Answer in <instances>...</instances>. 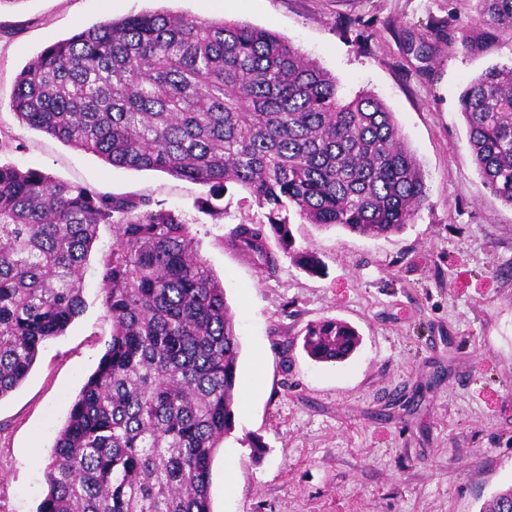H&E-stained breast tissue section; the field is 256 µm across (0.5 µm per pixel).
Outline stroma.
I'll return each mask as SVG.
<instances>
[{"label":"stroma","mask_w":512,"mask_h":512,"mask_svg":"<svg viewBox=\"0 0 512 512\" xmlns=\"http://www.w3.org/2000/svg\"><path fill=\"white\" fill-rule=\"evenodd\" d=\"M164 11L224 19L288 38L335 76L344 96L377 95L419 160L430 204L399 233L368 238L289 214L296 248L261 272L228 248L267 209L227 184L211 216L206 186L112 166L21 124L9 109L20 70L47 45L106 19ZM472 0H7L0 5V161L119 195H147L187 220L224 286L239 372L264 359L260 389L238 400L212 469V512H479L512 486V207L486 188L467 150L459 97L512 42L467 54L441 35L429 59L407 50ZM100 226L84 267L82 313L40 349L0 398V512H37L59 431L105 351ZM338 319L361 337L340 363L304 351L307 324ZM266 445L253 458L245 436Z\"/></svg>","instance_id":"1"}]
</instances>
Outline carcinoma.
Wrapping results in <instances>:
<instances>
[{"mask_svg": "<svg viewBox=\"0 0 512 512\" xmlns=\"http://www.w3.org/2000/svg\"><path fill=\"white\" fill-rule=\"evenodd\" d=\"M448 25L464 51L512 41V0H476ZM427 33L408 50L427 58ZM20 123L119 168L247 190L268 225L238 224L225 243L273 273L308 224L371 238L401 232L429 205L425 175L393 112L336 78L286 38L223 19L169 12L107 19L42 49L17 75ZM470 156L512 207V65L473 78L460 99ZM101 304L111 323L44 470L39 512H212L210 479L234 429L240 341L224 287L186 222L146 196L114 195L0 163V399L40 347L83 311L82 270L100 225ZM360 344L340 320L306 329L303 349L341 362ZM480 512H512V487Z\"/></svg>", "mask_w": 512, "mask_h": 512, "instance_id": "cac0c4a2", "label": "carcinoma"}]
</instances>
